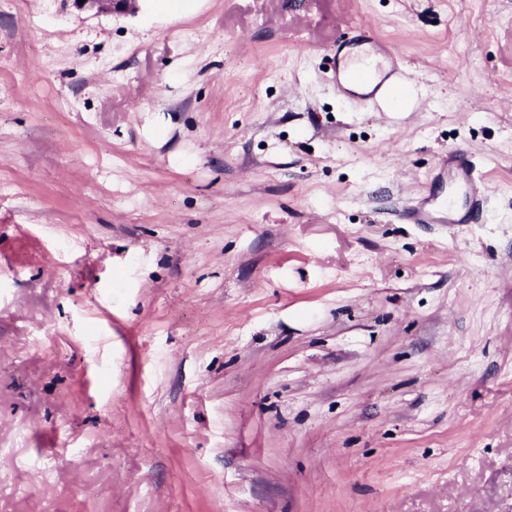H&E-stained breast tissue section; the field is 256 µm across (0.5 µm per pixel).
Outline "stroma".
<instances>
[{"label": "stroma", "mask_w": 512, "mask_h": 512, "mask_svg": "<svg viewBox=\"0 0 512 512\" xmlns=\"http://www.w3.org/2000/svg\"><path fill=\"white\" fill-rule=\"evenodd\" d=\"M0 512H512V0H0ZM136 0H84L83 4L79 0H73L74 6L80 10H93L97 12H112V10H128L134 7ZM387 75L380 66L371 70L352 72L353 83L361 90L359 95L365 100H371L379 92L386 81ZM448 183L455 192L466 197L473 212L483 213L488 191L484 173L457 152L450 153L448 157Z\"/></svg>", "instance_id": "obj_1"}]
</instances>
